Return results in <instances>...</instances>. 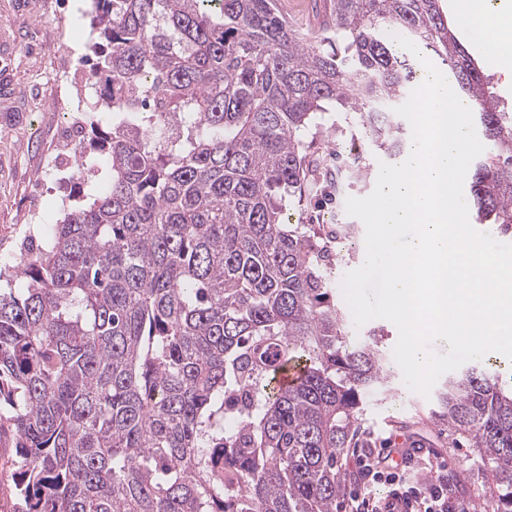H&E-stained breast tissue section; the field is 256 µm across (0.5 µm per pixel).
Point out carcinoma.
I'll use <instances>...</instances> for the list:
<instances>
[{
    "instance_id": "carcinoma-1",
    "label": "carcinoma",
    "mask_w": 512,
    "mask_h": 512,
    "mask_svg": "<svg viewBox=\"0 0 512 512\" xmlns=\"http://www.w3.org/2000/svg\"><path fill=\"white\" fill-rule=\"evenodd\" d=\"M92 146L107 188L0 268V428L15 512H339L376 334L350 343L323 224L288 204L326 182L305 134L331 109L399 156L417 79L403 36L447 66L488 149L467 206L512 234V109L441 0H329L324 33L275 0H92ZM85 140L73 179L90 184ZM300 383H275L290 362ZM436 423L478 449L512 512V387L475 364Z\"/></svg>"
}]
</instances>
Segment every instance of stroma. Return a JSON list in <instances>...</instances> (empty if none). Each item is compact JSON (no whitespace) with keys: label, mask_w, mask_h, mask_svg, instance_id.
Wrapping results in <instances>:
<instances>
[{"label":"stroma","mask_w":512,"mask_h":512,"mask_svg":"<svg viewBox=\"0 0 512 512\" xmlns=\"http://www.w3.org/2000/svg\"><path fill=\"white\" fill-rule=\"evenodd\" d=\"M277 10L302 30L321 32L328 0H275ZM442 6L462 44L477 61L502 99L512 105V80L504 76L455 14L453 0ZM92 0H0V44L9 46L0 56V263L10 261L23 242L44 241L61 216L63 200L87 194L89 186L72 180L57 135L63 113L52 103L67 84L58 70L60 55H68L74 69L88 72L96 58L90 27ZM342 151L337 165L347 187L343 196L302 199L288 210L294 224H346L356 234V247L334 263L331 286L342 299L341 280L362 264L365 226L347 214L345 199L365 197L375 188L380 161L387 155L360 143L347 113H325L320 130L309 140V154H329L330 142ZM389 391L363 404L360 426L372 437L428 444L430 459L448 472V484L471 512H492L491 477L484 459L472 448H461L447 427L433 418L435 397L424 398L407 388L398 364H391Z\"/></svg>","instance_id":"stroma-1"}]
</instances>
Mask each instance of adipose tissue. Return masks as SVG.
<instances>
[{"mask_svg":"<svg viewBox=\"0 0 512 512\" xmlns=\"http://www.w3.org/2000/svg\"><path fill=\"white\" fill-rule=\"evenodd\" d=\"M457 10L466 26L481 36L480 45L504 72L512 74V6L501 19L488 23L480 0H457Z\"/></svg>","mask_w":512,"mask_h":512,"instance_id":"1","label":"adipose tissue"}]
</instances>
